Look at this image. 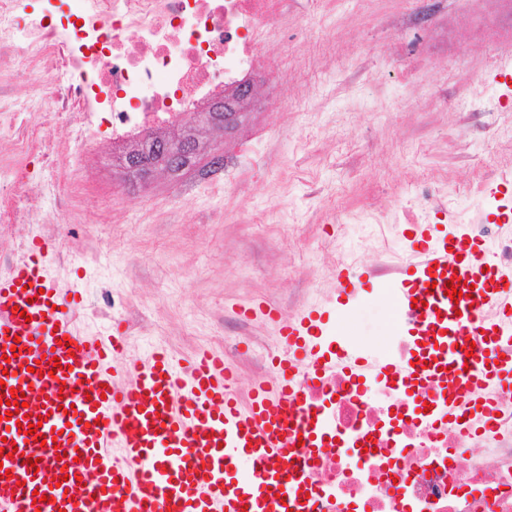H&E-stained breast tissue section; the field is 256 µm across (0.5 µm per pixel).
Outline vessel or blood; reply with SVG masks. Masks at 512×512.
I'll return each mask as SVG.
<instances>
[{
    "label": "vessel or blood",
    "mask_w": 512,
    "mask_h": 512,
    "mask_svg": "<svg viewBox=\"0 0 512 512\" xmlns=\"http://www.w3.org/2000/svg\"><path fill=\"white\" fill-rule=\"evenodd\" d=\"M414 232L423 259L396 302H427L411 332L432 337L430 346L405 361L362 362L347 344H323V322L309 309L280 323L288 353L244 400L221 352L179 362L158 348L133 361L123 336H82L75 299L49 272L53 244L21 253L0 279V371L7 389L41 395L49 415L30 436L0 404V465L11 471L0 479V512H309L315 489L295 449L319 448L331 429L326 410L300 406L292 375L305 355L313 370L338 365L360 382L383 378L412 390L435 381L439 422L491 413L483 391L512 386V359L498 352L512 321V277L489 264L480 242L434 224ZM451 286L458 301L445 294ZM487 305L501 310V321L473 329ZM38 435L55 446L41 447ZM111 446L121 463L111 462ZM244 460L250 472H242ZM37 493L45 502L34 503Z\"/></svg>",
    "instance_id": "b4317fda"
}]
</instances>
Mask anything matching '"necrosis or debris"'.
I'll use <instances>...</instances> for the list:
<instances>
[{"mask_svg": "<svg viewBox=\"0 0 512 512\" xmlns=\"http://www.w3.org/2000/svg\"><path fill=\"white\" fill-rule=\"evenodd\" d=\"M356 10L337 15L336 41L371 18L421 35L430 32L446 0H355ZM65 21L45 14L19 15L18 0H0V128L11 131L10 155L0 168V223H43L38 189L55 190L67 223L78 221L75 189L82 182L69 152L89 153L100 143L99 114L110 116L113 144L144 140L185 116L218 104L231 110L256 105L257 88L275 81L286 100L308 97L292 84L285 54H299L306 30L288 0H70ZM32 92L17 95L18 81ZM485 127L499 162L466 187L461 209L454 175L445 170L410 181L379 210L353 214L359 244H337V265L358 269L372 259L380 278L396 277L416 251L391 245L392 223L413 215L429 223L440 214L465 237L486 243L497 266L512 273V228L490 215L512 204L499 186L512 183V139L500 136L512 111L501 110ZM63 121L71 145L61 149L45 133ZM307 405H326L336 446L305 459L317 489H330L317 512H512V390H492L498 415L486 430L466 434L455 425L428 420L404 389L386 383L356 385L342 369L318 380L299 378ZM467 448L465 462L451 452Z\"/></svg>", "mask_w": 512, "mask_h": 512, "instance_id": "4bbe7bcc", "label": "necrosis or debris"}]
</instances>
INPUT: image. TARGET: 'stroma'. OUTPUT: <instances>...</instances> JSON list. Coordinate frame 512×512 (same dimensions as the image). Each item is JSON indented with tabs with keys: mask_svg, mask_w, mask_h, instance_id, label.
Returning a JSON list of instances; mask_svg holds the SVG:
<instances>
[{
	"mask_svg": "<svg viewBox=\"0 0 512 512\" xmlns=\"http://www.w3.org/2000/svg\"><path fill=\"white\" fill-rule=\"evenodd\" d=\"M450 10L426 36V51L405 55L403 65L389 53L413 35L370 19L352 29L342 58L346 67L382 70L390 82H415L426 103L401 112L388 91L360 88L350 129L341 133L332 113L278 111L281 87L267 85L268 109L247 110L233 131H203L204 139L223 142L235 188L207 177L203 154L180 175L153 176L134 203L123 195L129 182L122 151L107 147L80 160V223L57 225L60 202L45 193L42 208L52 223L0 224V259H12L31 234L52 238L67 230L70 261L54 263L52 273L76 292L80 329L106 337L121 320L134 358L163 347L183 360L203 347L223 349L225 337H236L243 399L269 365L262 348L277 336L275 322L245 316V309L272 308L289 321L306 310L307 295L317 288L324 291L315 307L328 337L347 340L363 355L389 357L398 330L393 307L379 304L378 294L395 296L399 280L383 287L370 281L338 301L336 265L326 248L360 234L358 226L337 221V210L390 196L408 173L449 168L462 187L482 172L486 119L468 114L464 90L498 86L489 50L505 55L512 68V25L494 23L493 8L474 0H450ZM443 97L456 115L439 112ZM116 296L122 306L113 305Z\"/></svg>",
	"mask_w": 512,
	"mask_h": 512,
	"instance_id": "stroma-1",
	"label": "stroma"
}]
</instances>
